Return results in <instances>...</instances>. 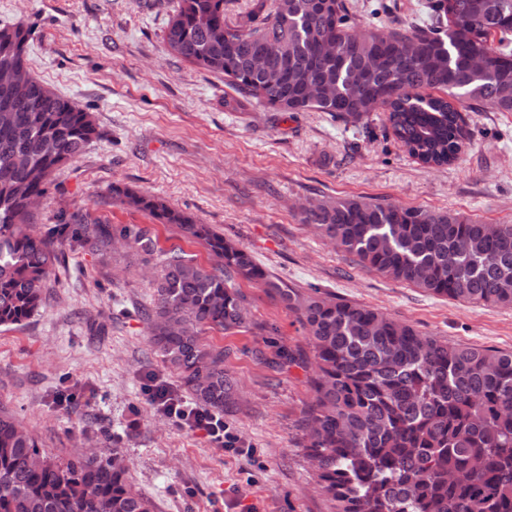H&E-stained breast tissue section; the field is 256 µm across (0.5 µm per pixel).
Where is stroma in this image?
I'll use <instances>...</instances> for the list:
<instances>
[{
	"mask_svg": "<svg viewBox=\"0 0 512 512\" xmlns=\"http://www.w3.org/2000/svg\"><path fill=\"white\" fill-rule=\"evenodd\" d=\"M177 0H0V25L32 31L27 66L95 115L99 135L56 171L36 214L44 233L82 207L111 224L149 227L159 245L198 263L208 251L112 200L113 184L165 199L251 253L273 279L380 309L451 344L512 351V308L436 297L359 266L302 222L315 199L364 196L512 224V112L466 113L460 161L429 168L392 135L385 113L347 123L328 112H228L223 77L170 55ZM246 328L209 329L239 389L224 422L234 448L182 428L146 388L186 389L155 352L143 316L152 290L138 253L68 248L46 307L0 326V407L60 461L119 449L128 479L156 512H331L300 445L311 392L279 350L304 345L293 313L242 283Z\"/></svg>",
	"mask_w": 512,
	"mask_h": 512,
	"instance_id": "stroma-1",
	"label": "stroma"
}]
</instances>
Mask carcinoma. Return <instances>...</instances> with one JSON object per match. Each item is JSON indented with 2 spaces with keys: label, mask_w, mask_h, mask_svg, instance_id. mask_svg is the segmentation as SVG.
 Masks as SVG:
<instances>
[{
  "label": "carcinoma",
  "mask_w": 512,
  "mask_h": 512,
  "mask_svg": "<svg viewBox=\"0 0 512 512\" xmlns=\"http://www.w3.org/2000/svg\"><path fill=\"white\" fill-rule=\"evenodd\" d=\"M226 0H178L164 41L175 57L224 76V108L330 112L357 123L383 107L395 138L425 165L455 162L476 104L512 112V0H425L423 17L354 31L349 0H252L231 20ZM30 29L0 27V75L27 71ZM92 113L26 76L0 88V326L20 325L47 303L64 248L102 255L118 241L158 269L151 342L200 407L238 402L224 350L207 328L248 322L239 282L286 303L307 347L288 365L312 368L302 448L334 512H512V352L450 344L371 307L273 281L235 241L163 199L119 184L112 199L203 244L208 268L161 249L138 224H104L89 210L33 230L32 202L53 172L98 137ZM303 222L357 263L424 292L512 307V224L495 231L452 211L364 198H321ZM156 512L134 491L120 451L58 462L0 410V512Z\"/></svg>",
  "instance_id": "cac0c4a2"
}]
</instances>
